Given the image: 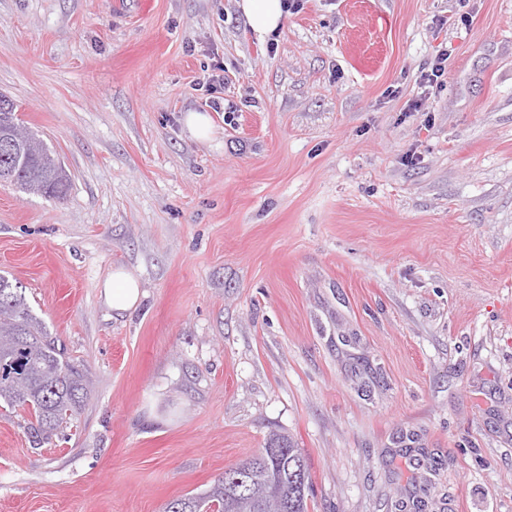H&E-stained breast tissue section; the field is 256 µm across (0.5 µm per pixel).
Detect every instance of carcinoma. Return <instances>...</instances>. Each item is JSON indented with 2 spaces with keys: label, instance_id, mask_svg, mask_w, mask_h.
<instances>
[{
  "label": "carcinoma",
  "instance_id": "carcinoma-1",
  "mask_svg": "<svg viewBox=\"0 0 512 512\" xmlns=\"http://www.w3.org/2000/svg\"><path fill=\"white\" fill-rule=\"evenodd\" d=\"M19 108L14 99L0 96V183H9L23 193L61 200L69 189V176L58 168L55 153L31 130L26 142H13V130L23 126ZM2 365L11 372L0 376V402L30 412L28 429L37 444L49 441L60 427L70 423L87 400L88 377L66 359L56 338L33 313L23 285L1 274ZM268 443L291 448L288 458H271L267 464L283 499L274 507L257 500L253 512H308L307 496L300 490L302 485L309 486L310 480L305 454L285 436L274 434ZM202 500L224 503V480L217 479L199 493L168 503L165 512H195Z\"/></svg>",
  "mask_w": 512,
  "mask_h": 512
}]
</instances>
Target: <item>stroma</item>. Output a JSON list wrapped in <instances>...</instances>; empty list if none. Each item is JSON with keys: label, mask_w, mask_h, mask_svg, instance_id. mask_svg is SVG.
<instances>
[{"label": "stroma", "mask_w": 512, "mask_h": 512, "mask_svg": "<svg viewBox=\"0 0 512 512\" xmlns=\"http://www.w3.org/2000/svg\"><path fill=\"white\" fill-rule=\"evenodd\" d=\"M0 92L70 176L0 184V274L90 380L39 448L0 407V512H162L273 431L309 512H512V0H301L271 42L236 0H0ZM448 59L446 54H442L437 61L432 65L430 71L425 74H421L419 80V88L422 89V92L419 96H426L429 93L430 87H441L443 85L444 79L442 77L445 75V65L444 62ZM189 134L197 140H207L212 134L211 118L202 112H187L182 120ZM98 288L104 303L117 316L134 309L142 294L138 277L124 267L112 270Z\"/></svg>", "instance_id": "1"}]
</instances>
